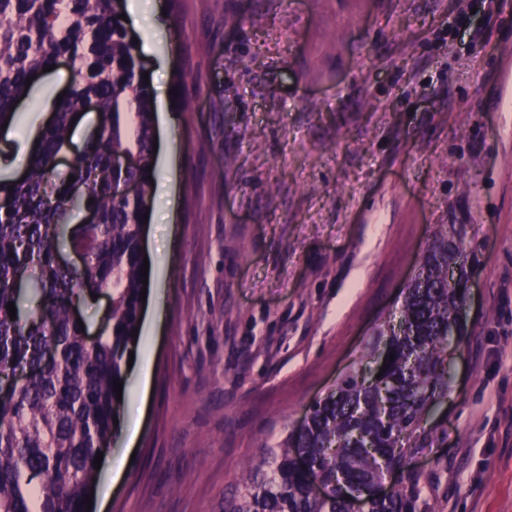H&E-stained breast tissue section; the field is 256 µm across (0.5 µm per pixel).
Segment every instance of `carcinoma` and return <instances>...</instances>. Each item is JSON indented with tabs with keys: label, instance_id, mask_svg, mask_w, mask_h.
I'll use <instances>...</instances> for the list:
<instances>
[{
	"label": "carcinoma",
	"instance_id": "carcinoma-1",
	"mask_svg": "<svg viewBox=\"0 0 512 512\" xmlns=\"http://www.w3.org/2000/svg\"><path fill=\"white\" fill-rule=\"evenodd\" d=\"M122 9V0H0V127L13 122L26 81L61 58L73 63L25 180L0 178V382L26 372L24 386L0 398V512H88L96 446L115 434L113 383L126 381L137 349L155 104ZM90 103L102 116L97 136L62 169L59 155ZM117 153L136 162L119 167ZM128 183L138 196L124 193ZM64 249L82 253L84 267L61 263ZM467 251L448 225L438 228L406 287L399 323L381 324L304 422L262 448L224 512H353L346 496L354 494L363 512H427L416 473L405 472L387 496L375 484L438 439L427 419L448 398V322L465 301ZM91 293L111 301L92 342L72 312ZM32 296L48 301L42 312L25 310ZM313 479L324 486L320 499L308 489Z\"/></svg>",
	"mask_w": 512,
	"mask_h": 512
}]
</instances>
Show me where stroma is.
Listing matches in <instances>:
<instances>
[{
	"label": "stroma",
	"mask_w": 512,
	"mask_h": 512,
	"mask_svg": "<svg viewBox=\"0 0 512 512\" xmlns=\"http://www.w3.org/2000/svg\"><path fill=\"white\" fill-rule=\"evenodd\" d=\"M160 2L143 68L178 139L143 254L165 307L142 315L91 512H224L398 313L442 224L473 249L466 334L407 467L428 512H512V0ZM70 74L35 78L0 177Z\"/></svg>",
	"instance_id": "35a3bbf8"
}]
</instances>
